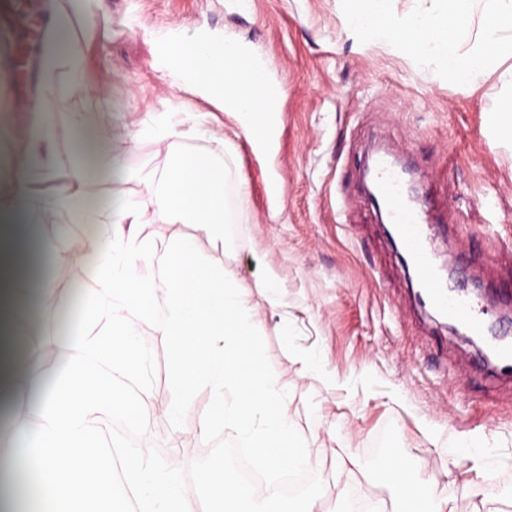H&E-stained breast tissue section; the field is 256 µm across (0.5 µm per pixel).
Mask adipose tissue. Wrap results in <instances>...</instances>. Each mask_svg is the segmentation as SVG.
<instances>
[{
    "label": "adipose tissue",
    "mask_w": 512,
    "mask_h": 512,
    "mask_svg": "<svg viewBox=\"0 0 512 512\" xmlns=\"http://www.w3.org/2000/svg\"><path fill=\"white\" fill-rule=\"evenodd\" d=\"M188 57L209 67L207 96L227 112H252L267 101L258 71L236 60L231 46H186ZM224 168L210 157L173 153L171 164L135 210L117 209L107 220L89 212L79 196L64 204L71 224L104 223L101 237L77 240L76 247L94 267L97 286L85 304L79 327L55 348L63 365L45 376L35 354L46 340L17 336L10 320L0 319V434L13 443L14 466L33 481L37 512H184L186 490L179 474L140 445L116 459L105 429L112 421L141 431L143 412L133 385L139 342L125 326L135 310L171 343L168 380L174 393L165 414L179 421L191 408L196 388H209L216 411L196 435L205 438L212 424L224 427V445L244 449L261 478L262 492L244 489L232 469L207 473L199 512H322L310 449L298 440L288 416V393L265 370L253 340L258 311L249 286L226 277L223 268L200 260L192 242L176 245L166 256L160 282L138 275L137 265L153 258L140 238L141 224H194L215 244L227 229ZM39 241L33 226L0 225V307L47 301L23 273L36 265ZM378 451L344 449L340 470L360 472L392 483L389 505L364 512H482L480 484L462 499L440 498L434 486L411 478L392 460L389 437L377 439ZM119 471L134 498L115 497L110 475Z\"/></svg>",
    "instance_id": "obj_1"
}]
</instances>
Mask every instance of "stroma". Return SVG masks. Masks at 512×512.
<instances>
[{"label":"stroma","mask_w":512,"mask_h":512,"mask_svg":"<svg viewBox=\"0 0 512 512\" xmlns=\"http://www.w3.org/2000/svg\"><path fill=\"white\" fill-rule=\"evenodd\" d=\"M9 52L0 51V182L31 147L32 112L53 126L43 167L28 180L47 247L43 277L62 302L26 315L28 332L53 340L74 330L82 296L93 287L90 264L58 247L57 206L79 192L93 208L134 209L169 165L171 152L215 155L243 184L246 237L215 245L193 224H142L155 251L139 263L159 280L168 250L188 240L197 257L253 285L260 313L255 341L268 373L288 392V415L310 448L324 512H349L364 497L388 503L390 485L343 472L337 449L372 448L389 435L412 474L442 497L467 483L484 487L485 512H503L512 488V378L492 369L487 344L453 334L415 298L416 277L401 245L386 235L366 194L365 158L381 149L411 175L433 224L435 264L462 251L464 275L500 335L512 340V146L493 137L489 119L502 91L495 72L471 87L448 83L398 50L359 42L340 0H0ZM68 17L53 72L42 61L51 30L45 15ZM211 29L215 39L251 47L284 86L273 145L258 151L240 113L188 90L156 62L172 28ZM81 80L84 95L71 91ZM29 208V209H30ZM279 279L284 302L270 313L258 280ZM126 326L155 354L140 394L144 440L180 472L187 489L224 466V430L194 434L212 413L209 388H197L180 423L164 409L168 341L137 315ZM293 342L284 344L282 329ZM315 352L321 375L303 373ZM460 444L447 467L438 437ZM489 446L485 470L473 466L471 439Z\"/></svg>","instance_id":"stroma-1"}]
</instances>
